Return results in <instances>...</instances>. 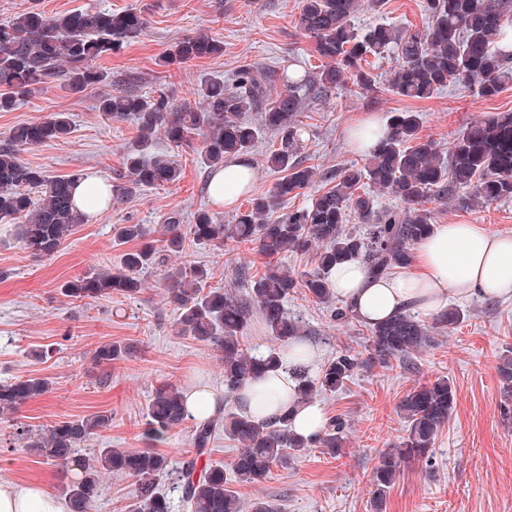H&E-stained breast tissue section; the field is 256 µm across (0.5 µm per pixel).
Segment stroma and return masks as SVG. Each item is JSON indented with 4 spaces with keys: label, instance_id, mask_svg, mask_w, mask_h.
<instances>
[{
    "label": "stroma",
    "instance_id": "35a3bbf8",
    "mask_svg": "<svg viewBox=\"0 0 512 512\" xmlns=\"http://www.w3.org/2000/svg\"><path fill=\"white\" fill-rule=\"evenodd\" d=\"M90 7L144 11L148 28L119 53L100 60L108 74L104 82L77 95L58 83L0 112V141L14 125L64 112L71 119V134L23 151L25 162L52 176L94 169L117 183L125 153L138 149L147 157L168 155L181 167L182 177L129 196L113 195L110 209L78 227L48 257L31 256L18 243L15 225L0 223V381L32 375L52 381L47 395L0 418V476L55 489L61 485L57 468L17 440L16 426L40 436L57 422L104 411L112 423L85 443L84 455L109 447L139 450L146 405L156 388L224 386L221 352L180 335L175 326L176 312L166 300V268L146 270L142 293L131 299L115 294L84 303L63 296L61 285L119 269L125 246L114 238L116 225H143L151 241L161 238L166 225L193 223L201 209L222 223H234L237 210L250 202L245 195L233 210L213 205L200 141L176 147L158 134L141 142L134 121L110 120L99 112V98L120 91L161 92L172 108H196L201 75L229 81L246 64L276 72L295 65L315 74L323 64L312 40L296 26L301 0H0V23L28 9L54 16ZM378 22L409 31L423 28L422 0H384L380 9L364 6L355 18L359 27ZM202 32L223 40V54L181 65L162 63L175 42ZM363 68L377 78L374 92L350 83L323 96H305L299 119L307 133L300 157L319 178L314 189L280 202L273 218L307 206L314 190L328 189L325 173L364 164L363 153L348 138L361 119L384 121L394 111L417 112L422 135L444 151L468 122L512 111V84L494 98L455 90L411 100L389 91L390 60L372 56ZM428 207L435 223L480 224L490 233L512 236V199L462 211L438 198ZM264 262L257 250L230 239L220 250L186 242L181 257L171 260L175 266H205L211 272L209 287L230 293L239 290L236 267L257 271ZM448 304L464 313L455 329L436 335L408 362L383 365L369 361L368 333L359 322L336 324L321 304L299 292L289 295L286 311L300 320L316 351V365L345 350L362 362L342 390L317 397L327 418L341 419L346 448L339 458L313 448L287 466L274 467L261 486L235 484L242 504L261 497L274 512H371V474L378 455L405 434L401 400L419 382L445 376L456 391V404L435 440L433 472L401 474L383 512H512V415L502 409L498 374L503 356L512 352V299L475 295ZM109 341L132 346V354L109 366L93 365L91 350Z\"/></svg>",
    "mask_w": 512,
    "mask_h": 512
}]
</instances>
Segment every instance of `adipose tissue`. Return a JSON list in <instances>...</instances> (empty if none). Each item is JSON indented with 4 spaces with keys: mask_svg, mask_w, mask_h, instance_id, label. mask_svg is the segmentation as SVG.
Wrapping results in <instances>:
<instances>
[{
    "mask_svg": "<svg viewBox=\"0 0 512 512\" xmlns=\"http://www.w3.org/2000/svg\"><path fill=\"white\" fill-rule=\"evenodd\" d=\"M255 181L250 162L243 158L225 162L209 180L211 201L233 208L245 184ZM74 199L88 215L112 203V185L98 171H88L76 184ZM416 262L397 275L375 277L358 261L336 265L329 279L336 296L351 304L362 322L373 325L415 309L440 317L452 297L474 294L512 298V236H499L478 224H440L432 236L415 248ZM314 353L297 341L286 353L285 366L249 384L238 399L242 413L258 423L274 422L284 413L293 416L292 427L303 437H315L323 428L325 413L317 402L296 398L297 373L310 367ZM277 385L278 395L258 403L256 394ZM0 512H69L67 501L40 484L0 478Z\"/></svg>",
    "mask_w": 512,
    "mask_h": 512,
    "instance_id": "adipose-tissue-1",
    "label": "adipose tissue"
}]
</instances>
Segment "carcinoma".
Returning <instances> with one entry per match:
<instances>
[{
	"label": "carcinoma",
	"mask_w": 512,
	"mask_h": 512,
	"mask_svg": "<svg viewBox=\"0 0 512 512\" xmlns=\"http://www.w3.org/2000/svg\"><path fill=\"white\" fill-rule=\"evenodd\" d=\"M360 0H302L297 27L313 39L316 53L325 60L317 76L297 71L279 75L253 66L238 71L233 84L204 75L197 93L204 106L199 110H171L164 95L144 96L133 92L105 94L98 110L109 118L135 119L140 137L147 141L161 132L179 147L195 137L202 139L205 162L217 170L224 162L251 151L262 130L277 132L280 147L268 157V167L281 177L272 193H258L250 209L233 224H220L214 214L198 211L189 233L202 245L220 247L232 239L255 246L266 259L265 270L253 274L239 266L244 292L230 294L221 288L205 289L209 272L201 266H180L167 275V303L178 311L181 334L212 345L224 353V388L234 393L262 374L283 366L282 349L299 339L300 321L291 319L284 303L300 288L316 303L334 298L329 282L337 263L362 262L374 275L389 274L410 265L413 248L433 232L435 224L426 203L433 197L448 198L459 210H471L512 199V112L473 121L448 146L443 160L436 142L420 135V115L398 111L388 120L386 135L372 151L366 165H352L338 175L335 185L319 191L309 205L268 222L275 200L286 198L315 184L316 171L298 159L304 127L298 120L301 93L321 95L353 83L372 91L376 80L360 68L369 55H385L394 62L388 87L407 99H428L446 88H465L484 98L497 96L512 82V0H422L425 26L403 32L378 23L358 28L354 16ZM148 20L132 11L85 9L56 16L24 11L0 26V112L12 111L21 98L57 81L78 94L106 80L96 61L112 55L129 41L143 35ZM224 43L211 35H198L176 42L164 64L186 63L220 55ZM280 80L283 90L271 95V84ZM246 112L259 113L260 122L242 119ZM71 133L67 114L56 112L33 123L16 125L0 145V221L20 223L23 249L34 257L56 253L85 223L76 207L73 186L78 175L51 177L21 158V151ZM124 168L129 184L113 191L128 195L139 187L173 184L180 179L178 165L166 155L147 161L128 151ZM388 195L402 207L378 210L363 188ZM39 197L32 198V190ZM366 225L365 232L346 229L347 216ZM115 236L122 243L141 240V224H120ZM184 235L180 225L170 224L159 240L144 243L122 255L121 271L97 273L61 285V293L73 300H94L119 294L135 298L143 290L141 273L182 253ZM284 252L315 253V267L293 272L276 262ZM259 316L279 347L258 353L246 344L253 316ZM463 313L449 308L430 326L412 310L368 328L370 359L388 364L434 342L432 332L452 329ZM131 347L118 342L98 345L92 363L101 366L119 361ZM362 364L358 356L342 353L318 370L316 377L299 376L298 394L312 401L317 393H334L344 387ZM502 394L512 399V359L499 366ZM51 381L30 376L0 383V414L16 411L45 396ZM456 402L455 391L445 377L420 383L400 404L406 434L400 442L381 452L373 468L375 487L372 507L381 512L388 490L407 466L430 468L435 439L448 422ZM147 448H100L87 458L81 447L93 435L107 429L111 415L98 412L62 421L47 433L27 443L45 460L61 467L70 478L63 487L69 512H90L99 496L103 476L112 474L135 479V495L128 512H171L160 482L175 476L177 489L189 512H243L236 492L228 487L224 468L197 470V460L179 465L155 450L169 433L188 421L182 391L172 385L155 390L146 405ZM224 435L241 445L232 464L239 483L259 485L271 469L311 448H322L336 457L344 454L342 423L331 419L314 440L292 430L289 416L269 424L256 423L241 413L229 412L193 426V444L206 448L213 435Z\"/></svg>",
	"instance_id": "carcinoma-1"
}]
</instances>
